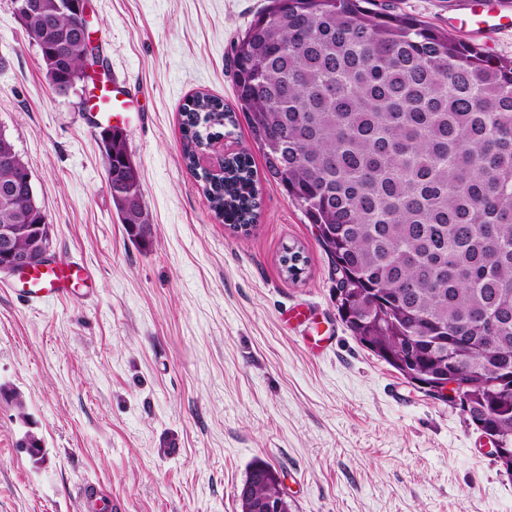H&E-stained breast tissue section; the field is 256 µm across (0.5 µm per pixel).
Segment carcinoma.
Listing matches in <instances>:
<instances>
[{
  "mask_svg": "<svg viewBox=\"0 0 512 512\" xmlns=\"http://www.w3.org/2000/svg\"><path fill=\"white\" fill-rule=\"evenodd\" d=\"M59 2L36 0L23 30L63 89L90 59ZM230 67L235 108L205 93L181 106L187 166L242 113L266 169L317 231L354 338L399 372L410 344L424 374L456 371L466 420L512 440V61L374 0H271L233 42ZM101 141L115 210L144 242L139 168L122 133ZM27 175L0 134V224L46 223ZM199 178L225 223L256 221L248 155ZM276 477L257 462L245 484L261 499L279 494Z\"/></svg>",
  "mask_w": 512,
  "mask_h": 512,
  "instance_id": "obj_1",
  "label": "carcinoma"
}]
</instances>
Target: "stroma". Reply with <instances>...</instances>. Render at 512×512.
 Wrapping results in <instances>:
<instances>
[{
    "label": "stroma",
    "instance_id": "1",
    "mask_svg": "<svg viewBox=\"0 0 512 512\" xmlns=\"http://www.w3.org/2000/svg\"><path fill=\"white\" fill-rule=\"evenodd\" d=\"M449 31L456 0H383ZM268 0H90L103 66L133 97L123 129L152 217L131 240L112 204L94 81L55 90L0 0V134L31 176L51 253L86 287L32 307L0 274V512H240L250 467L290 512H512V478L460 411L420 392L342 322L316 231L267 172L245 119L261 208L248 231L210 209L181 159L179 107L234 103L228 59ZM305 260L292 277L282 257ZM37 435L43 454L22 441ZM277 472L267 463L257 462L250 468L244 486L251 485V494L255 499H261L276 494L281 503L280 512H289L288 500L280 497L276 486Z\"/></svg>",
    "mask_w": 512,
    "mask_h": 512
}]
</instances>
